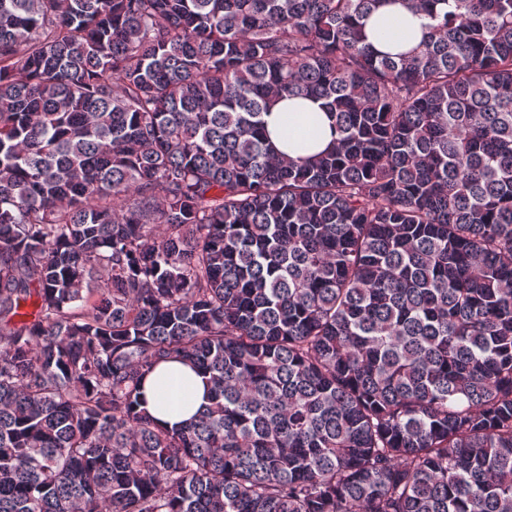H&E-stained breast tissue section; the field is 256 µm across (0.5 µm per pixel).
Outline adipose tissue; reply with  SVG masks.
<instances>
[{
	"label": "adipose tissue",
	"mask_w": 512,
	"mask_h": 512,
	"mask_svg": "<svg viewBox=\"0 0 512 512\" xmlns=\"http://www.w3.org/2000/svg\"><path fill=\"white\" fill-rule=\"evenodd\" d=\"M422 18L403 8H382L368 22L369 29L387 27L389 37L378 47L393 53L408 50L422 37ZM297 114L315 129L311 141L312 151L325 149L333 140L331 120L319 102L311 99H284L279 101L264 117L266 128L276 148L286 154H294V145L287 140L282 127L284 118ZM144 407L161 426H174L189 420L204 402L206 384L201 375L190 367L170 361L161 363L144 383Z\"/></svg>",
	"instance_id": "1"
}]
</instances>
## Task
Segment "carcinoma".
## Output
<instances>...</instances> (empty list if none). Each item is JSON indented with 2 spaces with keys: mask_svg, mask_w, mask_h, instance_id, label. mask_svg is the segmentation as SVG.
<instances>
[{
  "mask_svg": "<svg viewBox=\"0 0 512 512\" xmlns=\"http://www.w3.org/2000/svg\"><path fill=\"white\" fill-rule=\"evenodd\" d=\"M0 512H512V0H0ZM424 19L415 16L399 6L382 8L368 21V29L387 25L390 38L385 41H374L375 45L384 51L392 53L405 52L422 37ZM286 114H298L315 128L316 133L307 153L321 151L333 141L331 119L322 109L320 102L311 99H284L264 116L270 138L279 151L287 155H294L295 152L293 143L287 140L282 133ZM143 407L160 426L189 420L204 403L205 379L178 362L161 363L145 380Z\"/></svg>",
  "mask_w": 512,
  "mask_h": 512,
  "instance_id": "obj_1",
  "label": "carcinoma"
}]
</instances>
